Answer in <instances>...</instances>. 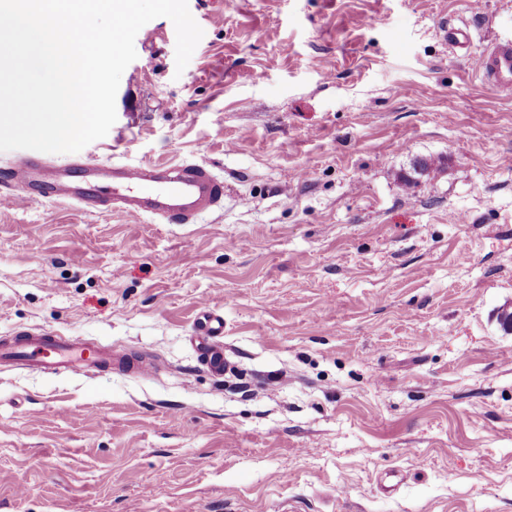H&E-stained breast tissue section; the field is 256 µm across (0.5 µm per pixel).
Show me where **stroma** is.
<instances>
[{"mask_svg":"<svg viewBox=\"0 0 512 512\" xmlns=\"http://www.w3.org/2000/svg\"><path fill=\"white\" fill-rule=\"evenodd\" d=\"M188 7L183 73L172 21L145 24L80 155L204 162L223 204L193 224L0 205V339L163 365L0 367V512H512V96L473 69L512 0ZM194 328L199 344L204 350L205 363L214 373H222L225 363L224 346L213 339L224 336V318L202 306ZM23 338L0 343V365H13L47 373L66 371L86 375L96 370H118L139 377H152L161 370L159 361L132 356L55 331L28 332Z\"/></svg>","mask_w":512,"mask_h":512,"instance_id":"35a3bbf8","label":"stroma"}]
</instances>
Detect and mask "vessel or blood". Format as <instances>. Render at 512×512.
Here are the masks:
<instances>
[{
  "label": "vessel or blood",
  "instance_id": "obj_1",
  "mask_svg": "<svg viewBox=\"0 0 512 512\" xmlns=\"http://www.w3.org/2000/svg\"><path fill=\"white\" fill-rule=\"evenodd\" d=\"M474 71L486 84L511 95L512 41L498 42L477 54ZM7 181L12 193L0 200L7 205L45 198L92 210L106 203L125 215H147L163 224L195 223L201 214L224 201L223 180L200 161L177 166H128L76 158L55 165L40 157H28L10 168ZM194 328L207 366L214 373H222L224 348L218 338L224 333L223 317L201 308ZM0 365L75 375L115 369L139 377H152L161 370L157 360L54 331L29 332L23 338L1 342Z\"/></svg>",
  "mask_w": 512,
  "mask_h": 512
}]
</instances>
